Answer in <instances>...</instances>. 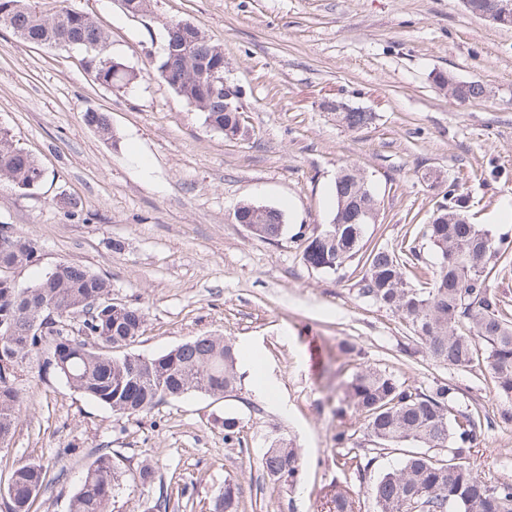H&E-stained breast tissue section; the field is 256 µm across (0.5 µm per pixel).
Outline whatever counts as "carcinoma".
<instances>
[{
    "label": "carcinoma",
    "mask_w": 512,
    "mask_h": 512,
    "mask_svg": "<svg viewBox=\"0 0 512 512\" xmlns=\"http://www.w3.org/2000/svg\"><path fill=\"white\" fill-rule=\"evenodd\" d=\"M10 10L0 25L22 41L59 48L76 40L85 69L102 86L121 90L137 73L112 54L109 34L89 14L79 11L60 17L47 15L38 0H0ZM195 47L209 68L224 73V49L202 30L194 32ZM166 51L157 67L159 76L189 106L205 114L214 129L239 127L236 109L224 111V95L195 83L191 63L183 55L179 37L165 35ZM97 44L99 51H86ZM436 86L451 92L460 104H476L489 90L480 80L457 84L451 72H438ZM336 119L351 130L374 123L372 112H338ZM84 121L96 124L99 134L112 137L105 112H85ZM44 177L38 161L17 147L11 134L0 129V181L17 188H37ZM332 223L303 242L305 264L336 274L350 262H363L358 294L406 319L412 337L427 358L458 371L480 368L490 375L503 402L499 418L512 423V300L492 288L491 276L512 252V242L469 221V196L459 185H448L445 197L429 223L421 228L441 257L434 272L420 263L411 243L397 248L367 245V225L358 207L378 206L366 176L353 166L339 170L334 182ZM282 210L274 207L256 237L275 240L284 231ZM37 260L36 245L13 231V242L0 248V267H26ZM112 293L109 280L88 268L65 262L30 286L0 281V438L14 435L28 375L54 374L76 391L122 415H138L167 399L189 392L222 396L240 382L239 351L222 336H198L156 357L127 351L143 334L145 313L137 306L119 310L102 305ZM54 305V317L31 332V318L43 303ZM456 387L436 381L430 390L408 384L371 365L359 367L345 384L342 416L347 410L363 418V440L344 426L334 435L342 449V467L363 478L377 456L401 447L421 448L405 456L401 466L381 474L367 487L375 512H512V482L483 479L471 457L475 455L481 417L478 412L452 406ZM302 459L299 449L277 441L266 449L262 468L278 481L294 482ZM49 485L47 468L22 463L0 487L5 512H33ZM125 486V472L107 449L87 466L69 512H109ZM360 497L336 488L324 496L322 512H361ZM213 512H239L236 485L224 484Z\"/></svg>",
    "instance_id": "obj_1"
}]
</instances>
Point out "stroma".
<instances>
[{
  "instance_id": "obj_1",
  "label": "stroma",
  "mask_w": 512,
  "mask_h": 512,
  "mask_svg": "<svg viewBox=\"0 0 512 512\" xmlns=\"http://www.w3.org/2000/svg\"><path fill=\"white\" fill-rule=\"evenodd\" d=\"M110 34L113 55L137 73L120 91L99 85L79 52L20 41L0 27V128L35 157L44 179L33 190L0 182V224L39 249L18 269L33 284L64 262L106 276L114 301L141 307L145 332L131 352L153 357L198 336L230 338L241 353L237 389L218 398L192 392L150 412H112L57 376L24 383L25 403L0 483L20 463L70 470L39 499L43 512H68L77 481L99 448L127 474L154 465L149 487L126 485L111 512H143L158 497L168 512H211L225 481L241 512H320L325 490L361 494L404 458L378 457L366 478L341 469L338 424L357 432L355 414L337 419L344 384L371 364L427 388L455 384L457 408L478 407L483 426L473 461L491 480H512V424L488 375L437 365L421 353L406 321L361 298L364 268L336 274L307 266L301 235L329 223L341 167L368 176L379 203L370 243L415 239L422 264L439 256L418 235L460 182L472 223L512 239V28L490 24L462 0H150L146 15L118 0H71ZM187 20L224 49V76L241 93L246 137L230 140L159 76L163 23ZM482 79L480 103L460 105L433 83L436 72ZM337 96L376 114L351 131L323 111ZM108 113L112 138L87 126ZM443 185L431 187L428 172ZM76 202L74 214L57 199ZM246 201L282 208L283 235L260 240L234 219ZM121 249H114V242ZM356 351L345 355L344 343ZM238 421L240 444L224 442ZM287 439L304 463L294 483L268 477L270 442ZM362 512H374L371 500Z\"/></svg>"
}]
</instances>
